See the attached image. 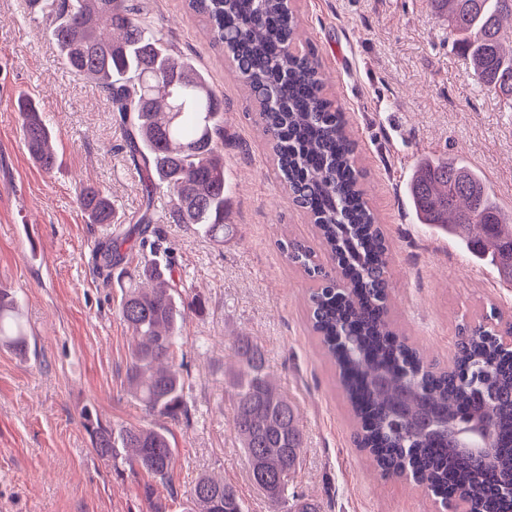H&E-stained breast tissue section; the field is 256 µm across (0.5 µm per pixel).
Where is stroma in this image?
<instances>
[{
  "label": "stroma",
  "instance_id": "obj_1",
  "mask_svg": "<svg viewBox=\"0 0 512 512\" xmlns=\"http://www.w3.org/2000/svg\"><path fill=\"white\" fill-rule=\"evenodd\" d=\"M140 15L208 74L224 98V166L234 232L223 244L197 226L168 223L155 202V229L184 296L202 311L181 324L188 416L144 417L126 392L130 334L122 290L103 286L93 257L103 226L78 204L83 185L111 196L121 222L141 208V183L106 93L66 69L47 23L27 0H0V288L15 292L29 336L19 357L0 348V512H151L143 474L116 471L94 452L80 412L94 408L113 428L167 425L176 450L166 512H183L202 474L233 485L244 512H271L250 481L232 426L226 370L231 341L261 344L273 377L295 403L305 433L290 485L317 512H446L407 477L382 479L355 443L356 421L335 364L312 330L311 281L281 245L318 246L309 216L283 187L259 106L222 44L203 32L189 0H132ZM335 99L358 144L361 183L394 255L388 302L399 331L428 358L454 354L461 325L512 317V284L475 263L453 241L416 223L403 190L415 163L448 154L481 169L512 210V108L466 76L448 27L427 0H292ZM38 86L56 133L60 165L31 160L16 100ZM398 117L401 140L388 122Z\"/></svg>",
  "mask_w": 512,
  "mask_h": 512
}]
</instances>
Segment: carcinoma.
<instances>
[{
	"label": "carcinoma",
	"mask_w": 512,
	"mask_h": 512,
	"mask_svg": "<svg viewBox=\"0 0 512 512\" xmlns=\"http://www.w3.org/2000/svg\"><path fill=\"white\" fill-rule=\"evenodd\" d=\"M49 30L65 67L99 85L123 125L130 156L142 176L145 214L169 197L172 224H198L224 242L229 185L224 174V99L207 76L143 23L127 0H30ZM229 53L245 88L261 106L264 133L294 203L313 218L336 267L314 261L311 247L290 241L288 260L315 282L311 321L340 371L360 421L358 443L381 475L413 480L453 505L459 494L492 512H512V350L492 336L464 331L456 341L455 375L434 374L393 329L388 318L391 269L386 234L365 198L356 143L343 113L323 94L320 64L302 46L298 20L286 0H189ZM468 61V76L512 105V0H429ZM22 134L31 159L57 167L55 134L29 96L18 97ZM417 223L458 243L471 257L512 283V212L497 202L483 173L449 156L420 159L405 184ZM79 205L88 223L111 225L106 191L83 187ZM97 270L123 288L120 316L130 332L125 382L150 416L188 415L184 383L174 365L187 302L170 263L134 261V246L119 235L96 249ZM0 347L24 356L29 340L14 294L0 288ZM228 376L235 435L253 485L273 512H315L288 504V486L305 445L293 403L272 379L262 346L248 334L232 341ZM83 425L96 454L146 476L140 494L155 505L156 486L172 473L176 449L161 427L103 423L90 408ZM479 444L491 459L462 448ZM130 451L121 456L120 449ZM184 512H243L235 488L198 477Z\"/></svg>",
	"instance_id": "obj_1"
}]
</instances>
